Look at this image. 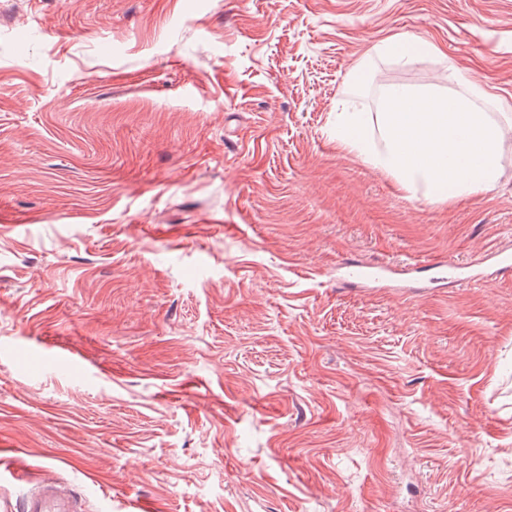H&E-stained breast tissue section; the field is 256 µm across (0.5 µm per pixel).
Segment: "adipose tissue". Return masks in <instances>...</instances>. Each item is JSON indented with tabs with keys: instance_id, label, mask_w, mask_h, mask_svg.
I'll use <instances>...</instances> for the list:
<instances>
[{
	"instance_id": "ef3b65f1",
	"label": "adipose tissue",
	"mask_w": 512,
	"mask_h": 512,
	"mask_svg": "<svg viewBox=\"0 0 512 512\" xmlns=\"http://www.w3.org/2000/svg\"><path fill=\"white\" fill-rule=\"evenodd\" d=\"M451 86L437 96L389 85L380 112L336 109L337 148L356 153L410 194L446 204L492 188L501 176L503 142L512 127L482 111L484 92L467 85L455 64L445 68Z\"/></svg>"
}]
</instances>
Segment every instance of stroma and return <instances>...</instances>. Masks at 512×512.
I'll return each instance as SVG.
<instances>
[{
  "label": "stroma",
  "instance_id": "1",
  "mask_svg": "<svg viewBox=\"0 0 512 512\" xmlns=\"http://www.w3.org/2000/svg\"><path fill=\"white\" fill-rule=\"evenodd\" d=\"M450 61L512 121V0H0V512H512V140L436 205L329 133ZM342 269H345L344 284L351 286L387 278L391 270L388 265L372 266L360 262L346 263ZM20 512H85L81 496L53 477H43L20 499Z\"/></svg>",
  "mask_w": 512,
  "mask_h": 512
}]
</instances>
